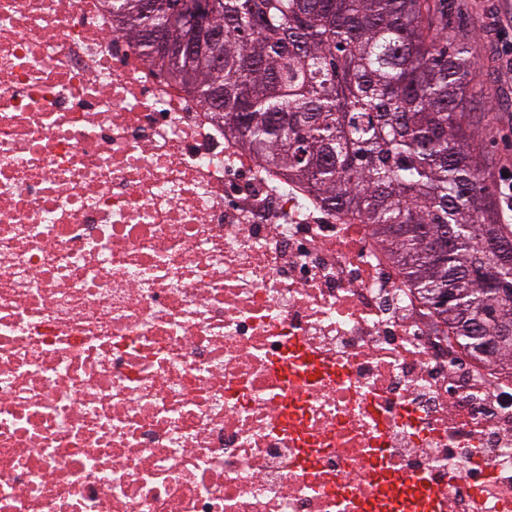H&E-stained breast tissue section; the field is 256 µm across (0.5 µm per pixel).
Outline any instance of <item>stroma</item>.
<instances>
[{
  "instance_id": "35a3bbf8",
  "label": "stroma",
  "mask_w": 512,
  "mask_h": 512,
  "mask_svg": "<svg viewBox=\"0 0 512 512\" xmlns=\"http://www.w3.org/2000/svg\"><path fill=\"white\" fill-rule=\"evenodd\" d=\"M497 19L512 21L507 0H448L449 35L470 41L475 49L477 88L465 104L494 188L512 171V78L500 71V42L493 26Z\"/></svg>"
}]
</instances>
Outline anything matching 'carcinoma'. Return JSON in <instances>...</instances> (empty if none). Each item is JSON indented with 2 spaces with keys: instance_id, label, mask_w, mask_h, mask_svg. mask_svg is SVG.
Instances as JSON below:
<instances>
[{
  "instance_id": "obj_1",
  "label": "carcinoma",
  "mask_w": 512,
  "mask_h": 512,
  "mask_svg": "<svg viewBox=\"0 0 512 512\" xmlns=\"http://www.w3.org/2000/svg\"><path fill=\"white\" fill-rule=\"evenodd\" d=\"M123 32L166 77L202 100L224 136L355 217L458 344L501 367L512 340L473 346L463 314L482 312L512 337V224L497 221L464 101L473 48L444 42L430 0H213L208 34L166 11L112 0ZM189 38L197 50L179 49ZM464 295L445 303L447 289Z\"/></svg>"
}]
</instances>
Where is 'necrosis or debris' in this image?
Wrapping results in <instances>:
<instances>
[{"mask_svg":"<svg viewBox=\"0 0 512 512\" xmlns=\"http://www.w3.org/2000/svg\"><path fill=\"white\" fill-rule=\"evenodd\" d=\"M479 495L512 512V377L370 226L225 139L106 0H0V512Z\"/></svg>","mask_w":512,"mask_h":512,"instance_id":"4bbe7bcc","label":"necrosis or debris"}]
</instances>
